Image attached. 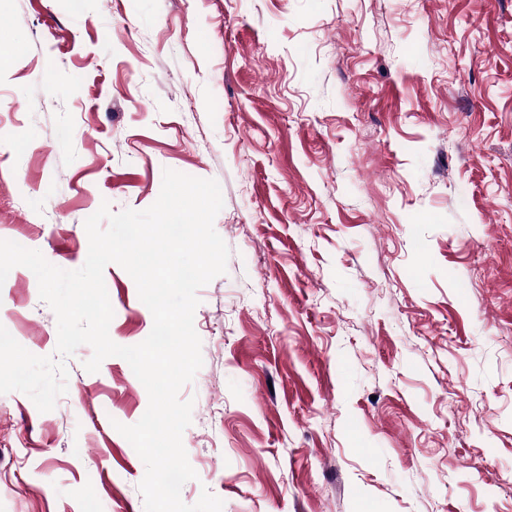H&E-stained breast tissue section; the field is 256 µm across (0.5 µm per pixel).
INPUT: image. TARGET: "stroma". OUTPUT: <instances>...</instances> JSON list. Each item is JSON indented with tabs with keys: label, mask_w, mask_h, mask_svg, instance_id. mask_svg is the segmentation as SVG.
Here are the masks:
<instances>
[{
	"label": "stroma",
	"mask_w": 512,
	"mask_h": 512,
	"mask_svg": "<svg viewBox=\"0 0 512 512\" xmlns=\"http://www.w3.org/2000/svg\"><path fill=\"white\" fill-rule=\"evenodd\" d=\"M0 239L83 266L101 204L217 180L182 441L223 512H512V0H0ZM109 336L153 316L109 264ZM0 325L56 354L28 268ZM83 345L0 394V512H144L116 424L148 394Z\"/></svg>",
	"instance_id": "35a3bbf8"
}]
</instances>
